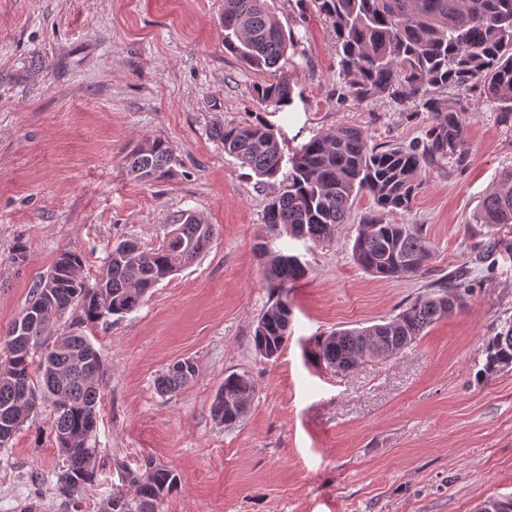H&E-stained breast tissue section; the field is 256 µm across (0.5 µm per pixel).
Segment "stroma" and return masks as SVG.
I'll return each mask as SVG.
<instances>
[{"instance_id":"stroma-1","label":"stroma","mask_w":512,"mask_h":512,"mask_svg":"<svg viewBox=\"0 0 512 512\" xmlns=\"http://www.w3.org/2000/svg\"><path fill=\"white\" fill-rule=\"evenodd\" d=\"M268 2L293 39L281 62L292 101L281 108L254 93L268 73L225 51L224 0H0V333L62 252L83 256L91 283L113 242L158 245L183 211L217 229L211 248L137 310L90 326L72 311L58 319L55 332L87 336L104 365L95 479L78 498L61 493L44 404L0 448V512H103L121 468L148 458L178 476L160 512H475L512 495V371L477 378L484 338L512 318L511 256L498 254L466 308L398 355L342 374L314 355L315 337L389 319L475 266L490 236L512 243V226L491 232L477 221L488 191L512 175L500 105L473 98L468 167L422 175L412 211L385 216L423 229L427 274L386 280L354 263L365 196L329 244L271 235L269 188L225 155L213 122L263 121L288 159L341 125L381 147L423 137L429 120L411 99L345 96L328 20L299 0ZM157 139L173 151L171 175L138 181L125 157ZM19 240L27 258L17 265ZM262 243L308 268L289 285L288 341L272 360L252 343L271 302ZM185 358L195 379L159 394L156 377ZM233 372L256 390L225 426L211 404Z\"/></svg>"}]
</instances>
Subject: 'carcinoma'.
I'll use <instances>...</instances> for the list:
<instances>
[{"label":"carcinoma","instance_id":"cac0c4a2","mask_svg":"<svg viewBox=\"0 0 512 512\" xmlns=\"http://www.w3.org/2000/svg\"><path fill=\"white\" fill-rule=\"evenodd\" d=\"M331 24L338 47V75L357 102L413 98L430 117L424 138L408 145L371 146L364 132L338 126L303 146L282 172V151L273 129L262 121L216 123L212 136L224 153L249 169L258 182L273 187L262 220L280 236L302 233L312 243L332 241L336 226L361 196L373 208L353 240V261L386 280L426 273L432 244L409 224H388L385 212H408L420 189L418 177L431 170H462L469 156L465 134L470 113L444 95L450 88L474 91L501 103L503 120H512V0H310ZM224 50L256 71L275 70L255 85L256 97L275 106L288 104L292 87L280 61L291 37L267 0H224L221 18ZM171 147L147 141L126 156L131 174L149 182L169 175ZM480 223L512 224V175L483 199ZM216 236L215 225L195 212L180 214L158 246L132 239L115 243L100 277L92 285L80 276L83 258L65 251L33 286L24 311L0 336V448L53 398L54 435L63 457L59 489L79 495L94 481L98 449L90 445L99 412V380L104 366L90 340L75 332L52 334L53 321L73 308L91 324L139 308L151 288L193 263ZM307 266L295 255L279 252L266 263L275 295L257 321L253 345L265 359L280 355L290 323L288 284L305 276ZM469 270L453 275L438 294L418 297L389 321L343 329L321 336L315 356L325 368L346 371L365 358L395 355L432 324L467 304L472 291ZM458 299L448 308V297ZM478 377L491 379L512 369V324L504 323L481 349ZM189 358L159 377L161 393H173L196 376ZM255 393L252 380L232 373L224 378L211 405L214 420L231 426L245 415ZM146 475L123 471L113 488L111 512H159L177 487L173 470L148 458Z\"/></svg>","mask_w":512,"mask_h":512}]
</instances>
